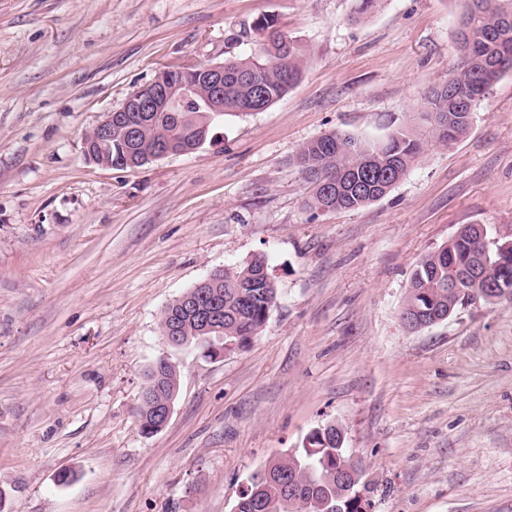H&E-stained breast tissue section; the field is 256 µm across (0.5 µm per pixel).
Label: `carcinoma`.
<instances>
[{
	"label": "carcinoma",
	"mask_w": 512,
	"mask_h": 512,
	"mask_svg": "<svg viewBox=\"0 0 512 512\" xmlns=\"http://www.w3.org/2000/svg\"><path fill=\"white\" fill-rule=\"evenodd\" d=\"M458 25L460 62L448 81L469 89L465 107L449 112L448 87L436 86L428 92L419 119L433 141L448 147L467 134L474 106L493 85L512 71V0H464ZM257 35L254 49L245 55L224 60L223 111L212 117L199 109L201 98L177 100L158 111L116 112L112 140L95 152L112 159V168L124 169L127 160L139 161L167 141L190 154L202 134L226 116L249 114L271 106L283 98L301 78L302 50L298 41L276 28V19L264 14L253 23ZM138 126L133 139L127 126ZM422 151L421 138L411 127L402 128L381 141L332 131L305 143L296 163L310 191L307 208L319 212L357 210L385 197L407 174ZM491 232L474 226L448 239V244L425 255L414 270L403 308L457 311L477 300L488 301L480 293L492 286L512 300V266L506 271L496 265L497 247L487 240ZM277 288L265 259L256 256L246 263L219 270L210 282L190 288L163 309L159 327L176 324L178 335L203 357L216 358V350L245 344L243 337L260 335L269 313L276 306ZM194 302L205 311L221 315L219 330L211 331V342H197L199 316L184 310ZM165 376L164 387L156 395L163 400L178 393L179 371L171 358H157L145 375L150 382L154 371ZM140 432L158 434L152 410L135 409ZM349 459L336 439L317 440L315 448H298L269 461L252 474L248 488L241 491L236 512H368L371 489L364 484L365 471L346 482L336 479V471Z\"/></svg>",
	"instance_id": "obj_1"
}]
</instances>
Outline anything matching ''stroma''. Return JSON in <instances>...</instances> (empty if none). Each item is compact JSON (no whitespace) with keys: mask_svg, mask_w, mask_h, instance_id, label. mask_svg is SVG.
Here are the masks:
<instances>
[{"mask_svg":"<svg viewBox=\"0 0 512 512\" xmlns=\"http://www.w3.org/2000/svg\"><path fill=\"white\" fill-rule=\"evenodd\" d=\"M0 0V512H233L264 463L330 423L371 512H512V302L407 331L411 275L466 224L512 226V72L469 132L425 141L383 199L315 212L294 163L331 131L385 139L459 61L463 0ZM275 16L304 76L136 169L83 138L158 70L250 52ZM264 255L278 301L181 374L167 427L134 409L164 307ZM74 469V481L58 474Z\"/></svg>","mask_w":512,"mask_h":512,"instance_id":"1","label":"stroma"}]
</instances>
